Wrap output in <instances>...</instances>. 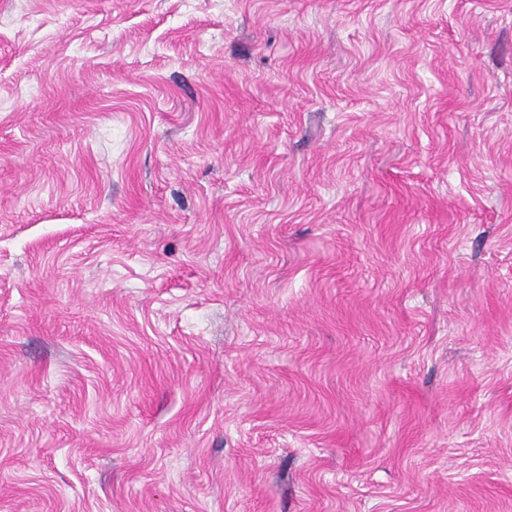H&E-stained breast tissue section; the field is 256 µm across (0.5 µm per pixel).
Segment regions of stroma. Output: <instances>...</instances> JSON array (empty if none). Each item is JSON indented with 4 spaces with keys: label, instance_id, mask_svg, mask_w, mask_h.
Listing matches in <instances>:
<instances>
[{
    "label": "stroma",
    "instance_id": "stroma-1",
    "mask_svg": "<svg viewBox=\"0 0 512 512\" xmlns=\"http://www.w3.org/2000/svg\"><path fill=\"white\" fill-rule=\"evenodd\" d=\"M0 512H512V0H0Z\"/></svg>",
    "mask_w": 512,
    "mask_h": 512
}]
</instances>
